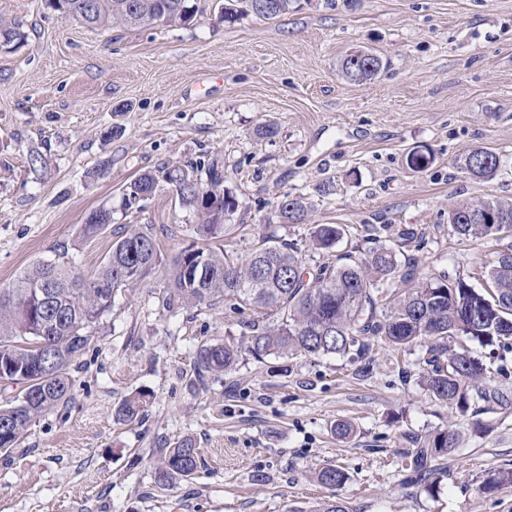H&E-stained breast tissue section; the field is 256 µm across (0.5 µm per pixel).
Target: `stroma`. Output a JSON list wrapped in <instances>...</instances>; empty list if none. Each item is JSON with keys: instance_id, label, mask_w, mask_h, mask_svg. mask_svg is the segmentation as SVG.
<instances>
[{"instance_id": "35a3bbf8", "label": "stroma", "mask_w": 512, "mask_h": 512, "mask_svg": "<svg viewBox=\"0 0 512 512\" xmlns=\"http://www.w3.org/2000/svg\"><path fill=\"white\" fill-rule=\"evenodd\" d=\"M223 2L200 0L189 27L110 31L48 0H0V19L26 35L0 47V287L42 260L93 277L133 224L154 226L161 259L145 283L117 291L71 367L69 402L0 451V512H314L329 499L347 512H512V487L480 490L512 467V347L484 360L508 402L463 414L421 385L420 344H379L363 359L246 353L232 372L198 379L199 347L245 344L257 313L166 308L167 268L195 243V219L164 183L142 210L123 204L140 173L192 162L206 185L212 164L240 202L216 244L239 260L266 237L294 243L311 266L387 244L421 271L482 287L500 243L460 240L448 211L512 201V0H297L279 18L231 25ZM358 49L385 68L355 84L340 63ZM263 125L273 135L258 136ZM477 146L500 158L491 179L459 166ZM417 149L432 156L422 171L408 164ZM328 180L332 194H320ZM288 194L309 197L308 223L277 221ZM101 207L111 224L82 237ZM317 223L343 225L334 251L311 248ZM398 225L417 244H401ZM136 393L138 417L117 421ZM344 420L352 439L333 433ZM446 428L459 441L436 460L433 489L409 484L414 437ZM186 438L197 472L158 488L161 450ZM328 464L346 471L343 487L316 481Z\"/></svg>"}]
</instances>
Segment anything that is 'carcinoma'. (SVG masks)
<instances>
[{"label":"carcinoma","instance_id":"1","mask_svg":"<svg viewBox=\"0 0 512 512\" xmlns=\"http://www.w3.org/2000/svg\"><path fill=\"white\" fill-rule=\"evenodd\" d=\"M295 0H225L222 18L233 24L246 14L273 19L294 8ZM67 18L91 29H130L152 23L188 26L198 14L190 0H55ZM25 40L16 23L0 22V45L14 47ZM384 69L383 60L368 50L353 51L341 62L350 81L364 83ZM499 157L486 148H474L462 169L472 177L489 179L499 168ZM210 184L199 182L197 167L165 164L144 172L124 188L125 206L133 208L152 197L159 183L171 186L182 207L193 212L194 232L203 241L224 235V221L238 208L234 195L212 167ZM311 203L303 196L285 195L276 206L283 224L308 221ZM449 223L461 240L498 235L512 228V202L478 200L454 205ZM112 223V210L93 211L82 225L90 238ZM340 224H313L310 239L317 249H330L344 236ZM160 263L150 225H133L116 241L96 275L90 279L69 275L42 261L24 272L12 286L0 288V362L13 368L0 371V383L23 386L21 394L0 406V446L12 448L39 417L71 396V366L91 341L92 330L112 309V291L134 288ZM172 293L166 306H212L232 302L277 317L276 322L248 323L247 348L231 342L201 345L196 370L232 371L242 351L262 358L275 355L344 356L356 350L369 355L374 343L398 349L424 344L421 381L432 397L452 409L466 412L478 401L501 403L505 395L484 382V365L472 355L474 341L494 354L512 343V242L497 252L485 271V286L476 289L463 278L429 276L418 266L398 261L394 249L380 245L358 260L336 267H310L297 256L292 243L263 239L245 263L224 250L194 245L169 265ZM401 282L405 288H394ZM143 395L126 399L116 410L119 422L134 420L143 408ZM458 443L452 431L418 436L408 455L411 483L427 484L435 474L433 462ZM198 448L185 439L162 452L155 482L169 487L195 475ZM328 487H340L347 474L334 465L316 472ZM512 486V469H500L483 484L485 491Z\"/></svg>","mask_w":512,"mask_h":512}]
</instances>
